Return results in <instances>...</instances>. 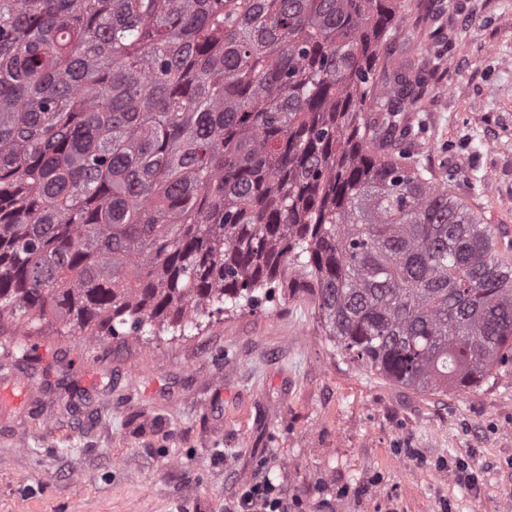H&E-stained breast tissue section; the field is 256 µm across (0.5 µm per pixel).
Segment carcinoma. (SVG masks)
<instances>
[{"label": "carcinoma", "instance_id": "1", "mask_svg": "<svg viewBox=\"0 0 512 512\" xmlns=\"http://www.w3.org/2000/svg\"><path fill=\"white\" fill-rule=\"evenodd\" d=\"M412 0H0V329L155 336L288 263L337 352L421 392L512 364V264L412 158Z\"/></svg>", "mask_w": 512, "mask_h": 512}]
</instances>
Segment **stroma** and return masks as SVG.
Here are the masks:
<instances>
[{
	"label": "stroma",
	"mask_w": 512,
	"mask_h": 512,
	"mask_svg": "<svg viewBox=\"0 0 512 512\" xmlns=\"http://www.w3.org/2000/svg\"><path fill=\"white\" fill-rule=\"evenodd\" d=\"M455 2L410 151L512 260V0ZM0 378V512H241L266 478L284 512H512V369L395 385L337 353L291 266L180 336L5 327Z\"/></svg>",
	"instance_id": "1"
}]
</instances>
